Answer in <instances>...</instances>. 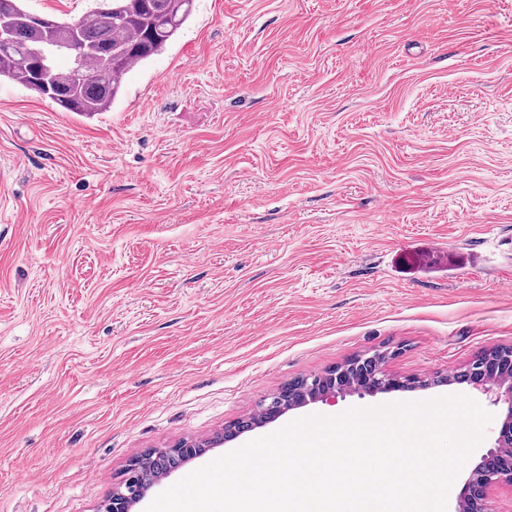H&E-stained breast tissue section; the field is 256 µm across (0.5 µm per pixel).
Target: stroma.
Instances as JSON below:
<instances>
[{"instance_id":"stroma-1","label":"stroma","mask_w":512,"mask_h":512,"mask_svg":"<svg viewBox=\"0 0 512 512\" xmlns=\"http://www.w3.org/2000/svg\"><path fill=\"white\" fill-rule=\"evenodd\" d=\"M512 345V0H194L109 111L0 77V512H98L131 459L203 453L131 512L312 416ZM424 387L226 442L358 355Z\"/></svg>"}]
</instances>
